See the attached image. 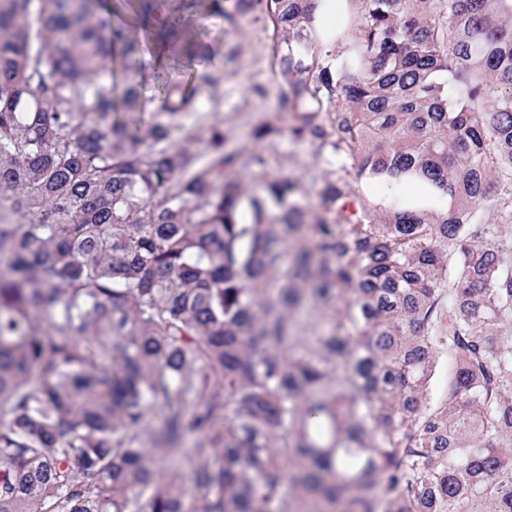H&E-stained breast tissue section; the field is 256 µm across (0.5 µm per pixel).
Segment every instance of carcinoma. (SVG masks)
Returning a JSON list of instances; mask_svg holds the SVG:
<instances>
[{
  "label": "carcinoma",
  "instance_id": "1",
  "mask_svg": "<svg viewBox=\"0 0 512 512\" xmlns=\"http://www.w3.org/2000/svg\"><path fill=\"white\" fill-rule=\"evenodd\" d=\"M106 2L0 0V512H512V0H226L272 32L250 148L173 141L176 80L112 121ZM264 147L271 154L272 165L269 173L293 174L302 178L308 192V201L316 204L315 187L323 176L322 166L317 164L313 149L288 143V138L276 140Z\"/></svg>",
  "mask_w": 512,
  "mask_h": 512
}]
</instances>
